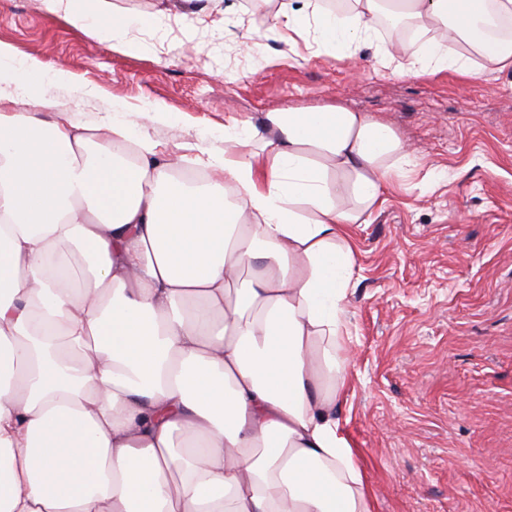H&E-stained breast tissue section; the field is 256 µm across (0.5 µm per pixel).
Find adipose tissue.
Masks as SVG:
<instances>
[{"label":"adipose tissue","instance_id":"ef3b65f1","mask_svg":"<svg viewBox=\"0 0 512 512\" xmlns=\"http://www.w3.org/2000/svg\"><path fill=\"white\" fill-rule=\"evenodd\" d=\"M424 45L395 76L512 74V40L483 33L512 0H400ZM112 51L106 0H41ZM385 0L349 12L285 4L274 34L351 58ZM444 30L466 51L442 52ZM73 89L65 68L0 44V82ZM55 101L0 114V512H374L339 416L350 379L352 232L412 165L387 123L328 106L224 126L191 186L147 125L112 102L106 133L45 120Z\"/></svg>","mask_w":512,"mask_h":512}]
</instances>
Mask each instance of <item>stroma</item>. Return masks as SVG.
Wrapping results in <instances>:
<instances>
[{
  "label": "stroma",
  "mask_w": 512,
  "mask_h": 512,
  "mask_svg": "<svg viewBox=\"0 0 512 512\" xmlns=\"http://www.w3.org/2000/svg\"><path fill=\"white\" fill-rule=\"evenodd\" d=\"M283 0H235L217 26L163 20L131 27L140 56L38 9L0 0V42L70 70L93 96H51L66 123L110 122L113 99L161 102L169 125L150 135L182 170L224 149V119L340 105L388 123L419 160L356 225L359 282L352 298L351 382L341 404L376 497L375 512H512V74L465 82L380 76L398 24L351 59H288L252 73L238 48Z\"/></svg>",
  "instance_id": "obj_1"
}]
</instances>
